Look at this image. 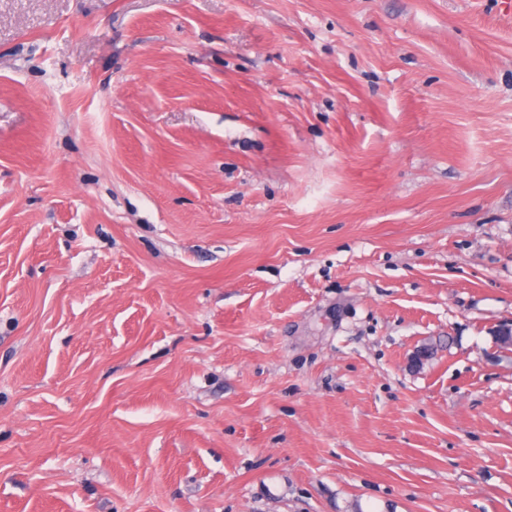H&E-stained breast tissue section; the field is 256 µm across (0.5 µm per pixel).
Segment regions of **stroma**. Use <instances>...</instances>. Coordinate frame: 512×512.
Here are the masks:
<instances>
[{"mask_svg":"<svg viewBox=\"0 0 512 512\" xmlns=\"http://www.w3.org/2000/svg\"><path fill=\"white\" fill-rule=\"evenodd\" d=\"M512 0H0V512H512Z\"/></svg>","mask_w":512,"mask_h":512,"instance_id":"35a3bbf8","label":"stroma"}]
</instances>
